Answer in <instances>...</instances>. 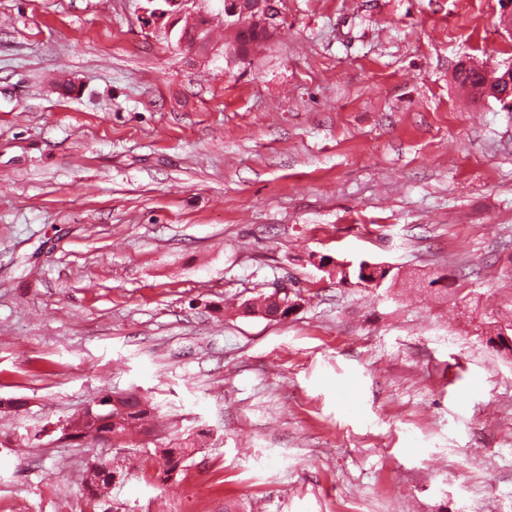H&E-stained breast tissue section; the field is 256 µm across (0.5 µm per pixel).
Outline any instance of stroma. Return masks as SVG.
I'll use <instances>...</instances> for the list:
<instances>
[{"label": "stroma", "mask_w": 512, "mask_h": 512, "mask_svg": "<svg viewBox=\"0 0 512 512\" xmlns=\"http://www.w3.org/2000/svg\"><path fill=\"white\" fill-rule=\"evenodd\" d=\"M164 5L0 0V512H66L99 459L96 512H512L486 334L512 315V111L454 79L512 65L499 0H279L231 66L224 0ZM202 18L205 53L180 42ZM279 289L288 317L242 313ZM105 390L155 406L182 475L58 440ZM270 36H266L265 34L258 32H249L232 36L224 30V46L225 48H228L229 46L236 44L235 49L241 56H243V58H245L253 49L251 48L253 44L265 41ZM188 449V446L184 447L177 443L165 448L163 458L166 460V465L162 468L165 479H172L173 475L182 473L184 467H186L184 464L186 457L189 455L187 454Z\"/></svg>", "instance_id": "stroma-1"}]
</instances>
